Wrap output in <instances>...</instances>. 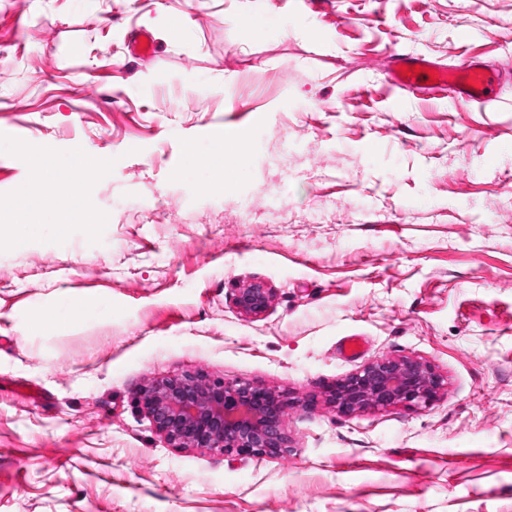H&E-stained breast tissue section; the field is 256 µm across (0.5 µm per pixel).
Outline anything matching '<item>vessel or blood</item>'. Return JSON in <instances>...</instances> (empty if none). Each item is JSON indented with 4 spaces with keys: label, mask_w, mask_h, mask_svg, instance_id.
Returning a JSON list of instances; mask_svg holds the SVG:
<instances>
[{
    "label": "vessel or blood",
    "mask_w": 512,
    "mask_h": 512,
    "mask_svg": "<svg viewBox=\"0 0 512 512\" xmlns=\"http://www.w3.org/2000/svg\"><path fill=\"white\" fill-rule=\"evenodd\" d=\"M393 66V85L409 93L450 94L469 104L487 101L493 92L492 77L473 62L448 69L421 57L397 55Z\"/></svg>",
    "instance_id": "1"
}]
</instances>
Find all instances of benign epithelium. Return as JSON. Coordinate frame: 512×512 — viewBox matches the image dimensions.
Instances as JSON below:
<instances>
[{
	"label": "benign epithelium",
	"instance_id": "1",
	"mask_svg": "<svg viewBox=\"0 0 512 512\" xmlns=\"http://www.w3.org/2000/svg\"><path fill=\"white\" fill-rule=\"evenodd\" d=\"M244 314L266 311L272 289L253 282L234 289ZM444 383L431 366L410 357H385L341 383L332 402L342 413L365 408L426 407ZM155 431L172 448H206L224 455L279 456L290 439L276 391L248 382L210 381L198 373L157 379L138 394Z\"/></svg>",
	"mask_w": 512,
	"mask_h": 512
}]
</instances>
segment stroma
<instances>
[{
  "label": "stroma",
  "instance_id": "obj_1",
  "mask_svg": "<svg viewBox=\"0 0 512 512\" xmlns=\"http://www.w3.org/2000/svg\"><path fill=\"white\" fill-rule=\"evenodd\" d=\"M395 53L501 83L414 95ZM78 148L76 208L0 238V512H512V0H0V198ZM398 356L435 401L337 411ZM186 372L283 394L290 454L170 447L136 394ZM235 306L244 314L258 316L266 311L272 298V288L262 282H253L234 288L232 293Z\"/></svg>",
  "mask_w": 512,
  "mask_h": 512
}]
</instances>
